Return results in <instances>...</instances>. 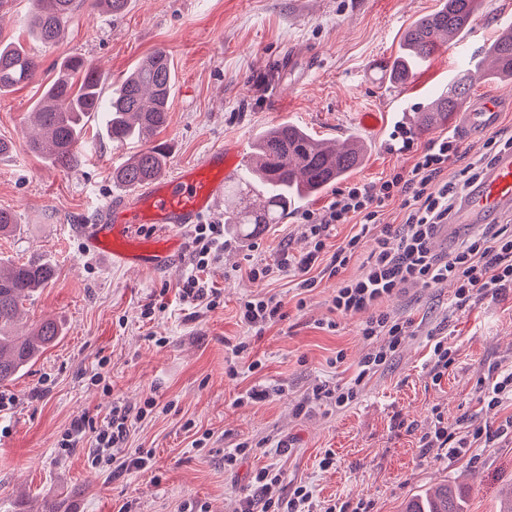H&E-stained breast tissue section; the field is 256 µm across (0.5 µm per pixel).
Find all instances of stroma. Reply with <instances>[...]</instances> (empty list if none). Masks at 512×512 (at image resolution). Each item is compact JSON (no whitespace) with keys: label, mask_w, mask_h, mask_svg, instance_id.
<instances>
[{"label":"stroma","mask_w":512,"mask_h":512,"mask_svg":"<svg viewBox=\"0 0 512 512\" xmlns=\"http://www.w3.org/2000/svg\"><path fill=\"white\" fill-rule=\"evenodd\" d=\"M439 0H130L111 16L83 5L55 45L28 37L22 22L30 0H0V41H18L42 61L39 80L0 93V138L12 154L0 157V208L12 210L18 227L0 237V259H38L55 268L49 284L24 304L19 333L53 316L68 332L19 376L0 384L14 396L0 424V512H240L253 491L256 470L272 467L285 488L303 483L313 508L335 500L367 499L373 512H402L404 501L448 483L461 489L464 512H496L499 492L512 485V433L451 460L422 448L420 438L436 416L451 428L463 417L498 429L512 420V406L479 402L490 366L512 365V287L457 310L453 285L410 287L382 307L419 323L394 360L361 388L344 409L328 401L305 413L296 408L315 386L350 381L370 346L358 329L362 315L331 309L332 279L299 293L284 276L254 280L249 267L271 262L281 249L304 247L301 212L317 211L333 190L289 210L281 223L242 236L224 227V260L210 273L221 294L217 308L191 315L177 287L190 270L181 251L168 270H129L86 256L80 230L88 216L119 196L113 169L130 154L90 124L80 165H51L27 147L28 115L46 81L62 62L80 55L107 83L124 78L154 49L165 48L174 64L169 122L156 137L171 146L168 170L194 162L212 146L253 141L260 130L285 121L329 142L362 134L369 146L351 182L368 183L396 169H410L412 153L397 149V106L411 116L463 71L452 45L441 46L411 82L393 86L381 72L405 30ZM512 25V0H484L463 37L468 62L476 63L504 26ZM377 123L362 131V113ZM278 295L287 317L254 335L239 321V305L258 294ZM156 306L152 320L144 305ZM441 338L455 361L441 381L431 374V345ZM261 362L253 372L230 376L240 342ZM258 383L275 387L263 402H243ZM155 397L152 412L132 420L122 447L152 450L145 472L113 474L91 465L93 441L84 437L68 455L61 436L81 416L104 419L114 402L138 409ZM205 447H195L196 439ZM270 447H262V440ZM249 441L255 449L225 465V451ZM334 463L321 468L325 452Z\"/></svg>","instance_id":"1"}]
</instances>
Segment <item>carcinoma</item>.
Returning a JSON list of instances; mask_svg holds the SVG:
<instances>
[{"label": "carcinoma", "instance_id": "cac0c4a2", "mask_svg": "<svg viewBox=\"0 0 512 512\" xmlns=\"http://www.w3.org/2000/svg\"><path fill=\"white\" fill-rule=\"evenodd\" d=\"M34 10L25 18L29 32L46 45L58 41L71 16L85 0H32ZM483 0H441L434 12L414 21L403 36L401 53L389 65L390 79L404 85L414 70L442 45L468 31ZM111 15L127 9L128 0H91ZM489 66L474 65L448 84L423 112L420 132L437 127L459 111L476 81L512 82V28L501 32L485 51ZM40 60L22 47L0 43V93L35 80ZM174 67L163 49L137 64L104 95L98 69L71 57L57 77L45 85L33 110L31 150L55 165L79 164L77 143L87 123L98 120L106 137L116 145H133L149 139L167 122ZM252 163L239 178L246 196L224 201V223L278 224L288 209L308 196L325 191L351 175L364 161L367 144L351 136L340 148L315 139L303 128L283 122L261 133L252 147ZM167 164L166 148L159 144L130 155L113 179L126 187H138L161 176ZM55 268L45 262L0 264V382L16 376L39 353L63 335L62 326L44 319L31 333H13L23 300L53 280ZM404 512H463L459 492L445 484L429 493L411 497Z\"/></svg>", "mask_w": 512, "mask_h": 512}]
</instances>
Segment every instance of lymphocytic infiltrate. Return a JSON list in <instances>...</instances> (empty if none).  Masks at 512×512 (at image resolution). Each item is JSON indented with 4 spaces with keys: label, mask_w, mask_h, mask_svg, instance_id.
Masks as SVG:
<instances>
[{
    "label": "lymphocytic infiltrate",
    "mask_w": 512,
    "mask_h": 512,
    "mask_svg": "<svg viewBox=\"0 0 512 512\" xmlns=\"http://www.w3.org/2000/svg\"><path fill=\"white\" fill-rule=\"evenodd\" d=\"M400 149L414 155L411 169L396 170L370 183H350L339 189L321 211L302 214L303 236L308 244L300 255L281 251L274 262H256L250 267L255 279L288 275L297 278L298 288L316 287L320 278L336 281L332 308L340 316L366 313L360 325L361 336L372 347L355 376L343 386L315 387V400L333 401L342 409L351 404L361 385L395 358L403 341L414 335L412 319L382 310L384 298L411 285L435 288L454 282L453 307L461 309L490 291L512 285V226L488 224L480 232L464 236L444 255L435 254L431 242L437 230L450 223L466 187L479 181L500 152L512 149V135L495 133L482 149L458 172L450 165L462 153L455 134L447 133L415 146L408 135H399ZM399 201L403 218L397 224L381 221L384 207ZM350 224L354 233L346 236L335 251L327 241L337 225ZM192 250L191 269L179 285L184 305L196 310L214 309L220 299L217 289L202 280V272L215 268L224 255V227L220 224H195L189 230ZM371 250L356 276H346L351 259L363 244ZM284 302L276 295L255 296L241 302L239 319L248 330L262 334L266 327L285 320ZM129 411L116 404L104 424L87 417L74 423L58 443L67 453L77 436L93 433L98 458L115 459L118 470L145 471L153 465V453L141 450L124 457L118 450L129 430ZM280 471L263 467L253 478L254 492L242 501L241 512H312V490L295 486L282 491Z\"/></svg>",
    "instance_id": "lymphocytic-infiltrate-1"
}]
</instances>
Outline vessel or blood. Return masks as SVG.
<instances>
[{
  "mask_svg": "<svg viewBox=\"0 0 512 512\" xmlns=\"http://www.w3.org/2000/svg\"><path fill=\"white\" fill-rule=\"evenodd\" d=\"M497 100L486 98L464 114V126L483 131L496 124ZM250 152L246 143H222L195 165L127 192L96 209L82 228L86 252L125 268L162 269L181 249L178 230L200 223L224 200V184L241 174ZM512 210V150L501 152L481 181L470 187L456 213L459 224H484ZM172 228V235L145 238L147 229Z\"/></svg>",
  "mask_w": 512,
  "mask_h": 512,
  "instance_id": "obj_1",
  "label": "vessel or blood"
}]
</instances>
